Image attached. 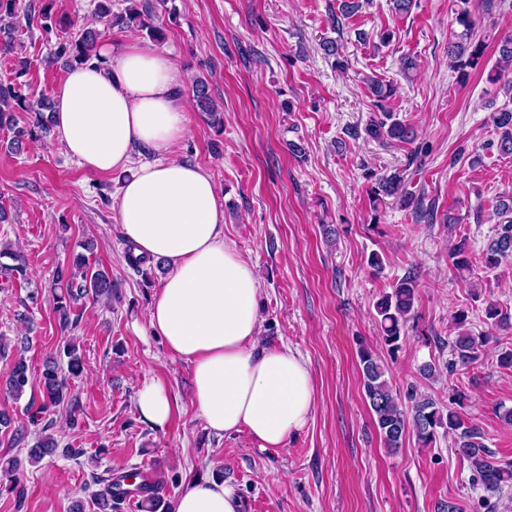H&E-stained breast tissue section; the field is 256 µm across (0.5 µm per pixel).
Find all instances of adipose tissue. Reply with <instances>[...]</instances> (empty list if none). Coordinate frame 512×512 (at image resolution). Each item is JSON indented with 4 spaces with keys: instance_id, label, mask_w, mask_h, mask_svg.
<instances>
[{
    "instance_id": "adipose-tissue-1",
    "label": "adipose tissue",
    "mask_w": 512,
    "mask_h": 512,
    "mask_svg": "<svg viewBox=\"0 0 512 512\" xmlns=\"http://www.w3.org/2000/svg\"><path fill=\"white\" fill-rule=\"evenodd\" d=\"M102 65L71 69L58 86L52 121L64 152L84 170L129 177L116 214L135 255L164 260L147 323L167 353L191 368L194 401L216 436L247 432L257 447L283 448L316 407V380L287 345L261 339L260 280L224 239L212 174L173 157L188 133L177 90L185 74L168 55L131 39L104 44ZM136 407L162 428L173 413L168 387L144 385ZM222 480L186 483L173 512H242Z\"/></svg>"
}]
</instances>
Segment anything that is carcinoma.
<instances>
[{"instance_id":"obj_1","label":"carcinoma","mask_w":512,"mask_h":512,"mask_svg":"<svg viewBox=\"0 0 512 512\" xmlns=\"http://www.w3.org/2000/svg\"><path fill=\"white\" fill-rule=\"evenodd\" d=\"M18 0H0V49L14 52L16 47L14 33L22 26L21 20L31 24L38 17L44 21V30H49L48 21L52 16L42 11L36 15L32 12L19 13ZM130 6L120 13L112 12V0H97L95 11L97 16L108 28L139 27L150 30V35L156 41L162 38V33L150 27L147 18L153 11L149 2L137 4V0H127ZM470 0H460L455 13V23L460 31L452 33L448 42V60L461 75H467L466 69L480 68L484 55V43L473 38L474 22L469 9ZM100 31L87 28L81 34L67 42L58 43L49 61H63L64 65H88L100 62L97 55V41ZM497 70L490 80L495 82L512 72V34L502 37L497 44ZM368 88L376 101L383 102L393 96V87L376 79L368 80ZM195 102L200 112L207 118L219 123V111L208 94L203 81L195 86ZM23 111L29 114L28 125L15 131L12 147L20 150L26 141L33 140L38 134H48L52 121L49 113L53 111L52 100L46 97L31 100L22 94L16 84H0V128H16L15 112ZM493 126L499 130L497 141L498 151L504 155L512 154V110L502 108L490 116ZM367 134L376 140H391L408 143L413 140L412 129L398 120L389 123L371 121L366 128ZM408 178L401 171L376 179L371 188L373 202L382 203L390 198L393 203L408 210H421L423 203L416 194L407 188ZM493 214L498 218V230L482 249L484 267L491 270L498 267L503 260L512 256V195L498 197L493 205ZM470 248L465 237L453 246L450 258L458 270L470 267ZM56 292L53 296V307L59 315L60 327L64 330L77 327L78 320L70 318L71 308L85 298L112 297V280L103 270L92 271L87 266L85 258L78 256L74 261V270L57 271L55 280ZM417 297L416 277L408 274L399 279L392 291L384 294L376 303L375 310L382 331V341L388 352L395 353L400 348L401 333L415 313ZM486 319L498 328L512 326V317L489 304L485 309ZM453 359L448 362V369L467 366L477 359L478 343L476 338L467 331L460 332L451 341ZM362 373L364 398L370 408L375 425L383 440L384 447L395 452L402 447L403 440L410 432L414 433L418 442L429 447L436 442L438 430L448 431L454 437V442L466 450L473 467L472 481L485 493L496 495L503 486L512 484V463H502L486 449L479 441L481 433L473 424L466 420L460 412L453 408L443 410L429 396L407 392L411 410L406 412L399 408L397 398L393 393L390 382L386 378L387 368L381 359L370 349L362 347L358 352ZM82 370V361L76 348L69 344L64 347L58 359L46 363L39 383L42 392L40 409L59 406L69 401L68 379L77 376ZM33 378L28 365L23 359H18L9 377L5 380L3 390L15 400L20 399L27 388L32 386ZM57 448V440L53 435L43 436L37 445L28 451L31 462L37 463L45 456L51 455ZM129 478L123 475L117 480L96 479L102 488L94 494V499L101 512H114L118 501L122 500L125 492L121 482Z\"/></svg>"}]
</instances>
